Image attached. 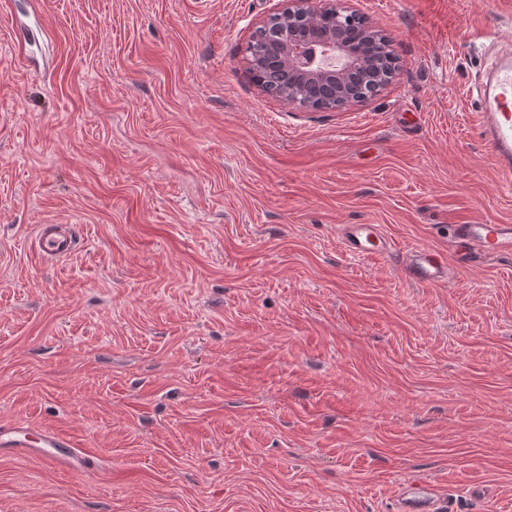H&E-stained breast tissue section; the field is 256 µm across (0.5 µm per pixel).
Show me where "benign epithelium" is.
Instances as JSON below:
<instances>
[{
    "instance_id": "benign-epithelium-1",
    "label": "benign epithelium",
    "mask_w": 512,
    "mask_h": 512,
    "mask_svg": "<svg viewBox=\"0 0 512 512\" xmlns=\"http://www.w3.org/2000/svg\"><path fill=\"white\" fill-rule=\"evenodd\" d=\"M356 15V10L336 0H282L280 8L258 23L267 40L280 49L292 77L293 88L284 94V101L324 109L326 105L316 98L336 99L345 75L369 71L371 62L363 54V44L384 31L365 18L360 34L351 35Z\"/></svg>"
}]
</instances>
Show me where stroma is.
<instances>
[{"mask_svg":"<svg viewBox=\"0 0 512 512\" xmlns=\"http://www.w3.org/2000/svg\"><path fill=\"white\" fill-rule=\"evenodd\" d=\"M277 2L0 0V426L97 458L0 453V512H397L415 478L512 512V255L449 230L512 222L468 94L512 0H350L400 67L324 110L246 71ZM453 238L460 245L459 262L464 265L490 256L512 254V223L456 224ZM35 242L43 256L52 261L68 257L76 247V240L69 224L39 225ZM341 238L348 252L372 259H391L396 262L405 277L418 285L448 283V262L436 249L417 246L401 256L394 254L392 242L377 224H343ZM0 447L38 455L62 470L89 472L96 467V459L79 449V445L69 435L45 431L35 436L24 422L0 426Z\"/></svg>","mask_w":512,"mask_h":512,"instance_id":"stroma-1","label":"stroma"}]
</instances>
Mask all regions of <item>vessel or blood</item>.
<instances>
[{"mask_svg":"<svg viewBox=\"0 0 512 512\" xmlns=\"http://www.w3.org/2000/svg\"><path fill=\"white\" fill-rule=\"evenodd\" d=\"M478 107L474 122L480 138L491 149L492 164L502 185H512V49L502 51L487 66L476 88ZM453 237L460 246L459 261L468 265L481 259L512 254V223L457 224ZM341 238L348 252L372 259H396L405 277L418 285H440L448 281V262L436 249L417 246L395 255L392 242L375 224H345ZM35 242L49 260L71 255L76 240L67 224L39 225ZM0 447L34 454L62 470L95 469V458L79 448L67 434L46 431L33 435L25 423L0 426ZM441 502L432 482L413 479L405 484L399 512H438Z\"/></svg>","mask_w":512,"mask_h":512,"instance_id":"b4317fda","label":"vessel or blood"}]
</instances>
